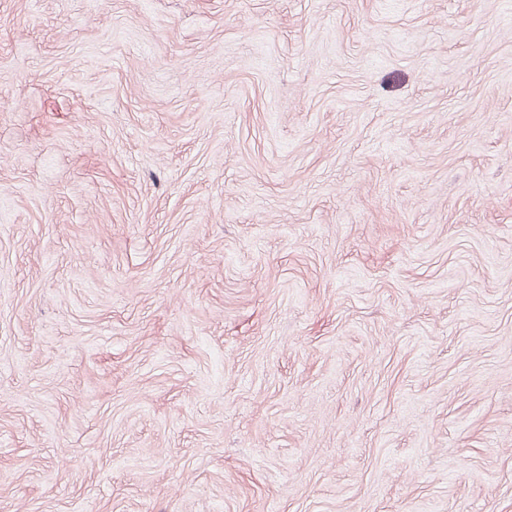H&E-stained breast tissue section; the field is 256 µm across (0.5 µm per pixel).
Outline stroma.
<instances>
[{
	"instance_id": "stroma-1",
	"label": "stroma",
	"mask_w": 512,
	"mask_h": 512,
	"mask_svg": "<svg viewBox=\"0 0 512 512\" xmlns=\"http://www.w3.org/2000/svg\"><path fill=\"white\" fill-rule=\"evenodd\" d=\"M0 512H512V0H0Z\"/></svg>"
}]
</instances>
